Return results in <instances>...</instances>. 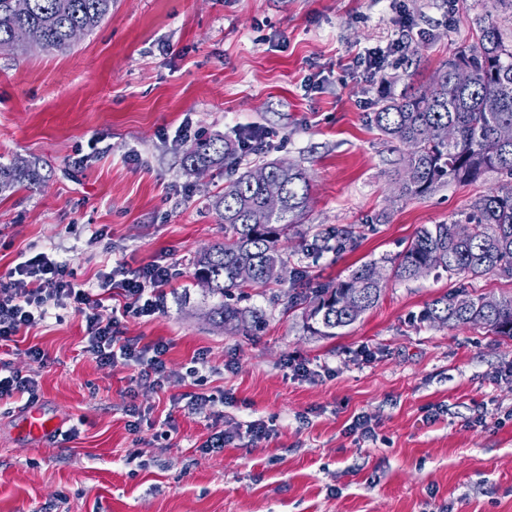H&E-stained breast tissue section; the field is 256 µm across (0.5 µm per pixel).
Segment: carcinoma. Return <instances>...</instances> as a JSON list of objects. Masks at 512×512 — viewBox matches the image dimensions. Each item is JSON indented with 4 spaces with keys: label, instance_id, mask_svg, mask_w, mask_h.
Returning a JSON list of instances; mask_svg holds the SVG:
<instances>
[{
    "label": "carcinoma",
    "instance_id": "carcinoma-1",
    "mask_svg": "<svg viewBox=\"0 0 512 512\" xmlns=\"http://www.w3.org/2000/svg\"><path fill=\"white\" fill-rule=\"evenodd\" d=\"M114 0H28L21 11L16 0H0V48L37 47L47 53L63 52L74 44V32L92 33L112 13ZM30 30L35 39L18 43L14 34ZM459 68L471 72V83L454 81ZM493 99L499 108L487 112L484 102ZM380 107L374 113L377 128L405 151L403 173L397 174L398 198L426 196L451 182H469L492 170L512 179V142L502 143L497 129L512 126V42L504 37L493 16L485 17L478 41L456 53L430 77L423 90L395 95L380 90ZM239 146L222 138H199L184 151L186 169L203 173L220 166L238 153ZM261 167L284 187L285 201L277 211L263 209L264 189L243 172L224 186L215 201L224 222V241L202 250L193 260V278L207 291L222 298L212 308L219 323H245L242 310L224 301L233 291L263 289L271 285L264 269L281 268L280 280L295 282L304 271L290 265L283 242L288 230L309 208L310 180L295 164L283 167L277 160ZM44 181L36 166L15 161L0 164V195L20 186L34 187ZM350 229L333 228L317 234L304 248L344 251L356 246ZM250 264L253 278L242 281L238 267ZM442 269L474 278L495 274L512 277V196L495 191L483 194L464 217L447 224L420 229L406 248L393 259L395 276L410 280ZM375 264L360 266L345 279L307 288L290 301L303 306L306 328L314 335L332 337L375 306L381 295V279ZM421 319L449 327L480 325L496 336L512 339V300L487 302L483 295L461 289L446 294L426 307Z\"/></svg>",
    "mask_w": 512,
    "mask_h": 512
}]
</instances>
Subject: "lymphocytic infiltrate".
Returning a JSON list of instances; mask_svg holds the SVG:
<instances>
[{"label": "lymphocytic infiltrate", "mask_w": 512, "mask_h": 512, "mask_svg": "<svg viewBox=\"0 0 512 512\" xmlns=\"http://www.w3.org/2000/svg\"><path fill=\"white\" fill-rule=\"evenodd\" d=\"M176 270L159 259L131 269L116 264L100 271L95 284L79 281L64 264L39 252L19 262L0 283V341L43 321L49 309L73 310L85 322L84 350L100 365L124 362L139 369L137 384L161 390L167 380L163 343L143 344L120 334V318L102 320L96 312L100 297L112 292L123 296L121 316L150 317L167 307L166 288Z\"/></svg>", "instance_id": "obj_1"}]
</instances>
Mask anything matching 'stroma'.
I'll return each mask as SVG.
<instances>
[{"label": "stroma", "instance_id": "35a3bbf8", "mask_svg": "<svg viewBox=\"0 0 512 512\" xmlns=\"http://www.w3.org/2000/svg\"><path fill=\"white\" fill-rule=\"evenodd\" d=\"M405 9L408 48L365 80L357 57L386 47ZM488 11L512 35V9L496 0H116L68 51L0 50V163L30 160L45 177L0 196V278L42 251L82 282L118 263L164 258L178 271L164 312L120 325L168 345L163 390L137 386L136 366L96 362L75 313L0 341V367L35 374L39 406L65 430L26 440V399L0 401V512H512V340L421 318L459 288L510 298L512 279L438 269L403 281L390 264L422 227L460 217L504 178L396 198L403 154L373 123L383 82L425 87L476 42ZM188 121L233 141L268 131L266 159L310 178L309 212L288 234L292 264L312 286L377 264L376 306L313 336L285 281L238 300L260 310V327L213 322L193 259L223 241L215 197L256 159L187 173L175 133ZM94 136L100 153L80 162ZM331 227L356 228L354 249L306 255L302 239ZM294 360L313 375L294 376ZM198 394L213 398L200 411L188 405ZM361 415L372 435L350 430ZM220 430L223 451L203 449Z\"/></svg>", "mask_w": 512, "mask_h": 512}]
</instances>
